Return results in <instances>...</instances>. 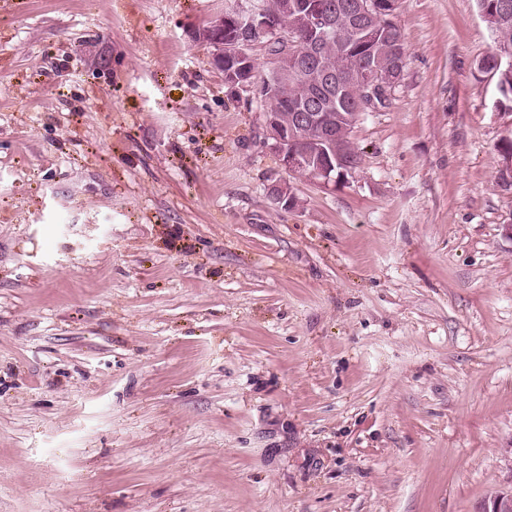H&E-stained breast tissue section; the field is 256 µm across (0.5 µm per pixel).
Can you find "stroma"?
Instances as JSON below:
<instances>
[{
    "label": "stroma",
    "mask_w": 512,
    "mask_h": 512,
    "mask_svg": "<svg viewBox=\"0 0 512 512\" xmlns=\"http://www.w3.org/2000/svg\"><path fill=\"white\" fill-rule=\"evenodd\" d=\"M223 7L0 0V512H478L512 489V111L475 0H401L328 185L193 41Z\"/></svg>",
    "instance_id": "35a3bbf8"
}]
</instances>
